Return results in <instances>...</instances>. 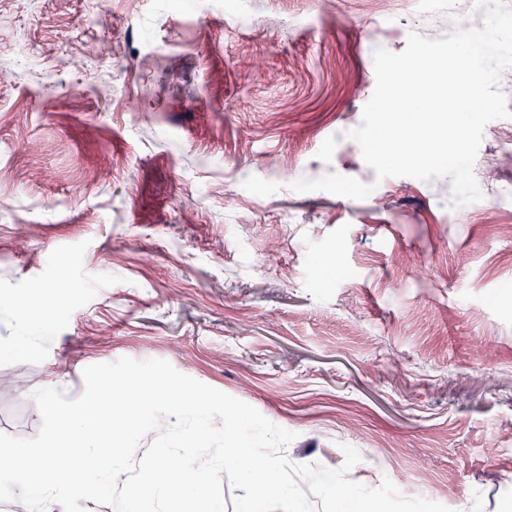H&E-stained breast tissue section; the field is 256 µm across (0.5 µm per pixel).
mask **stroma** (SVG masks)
Here are the masks:
<instances>
[{
  "instance_id": "stroma-1",
  "label": "stroma",
  "mask_w": 512,
  "mask_h": 512,
  "mask_svg": "<svg viewBox=\"0 0 512 512\" xmlns=\"http://www.w3.org/2000/svg\"><path fill=\"white\" fill-rule=\"evenodd\" d=\"M427 0H0V432L53 372L163 359L294 432L284 456L450 512H512V196L377 178L346 133ZM490 122L478 160L512 185ZM338 173L363 200L299 193ZM52 286L15 357L13 304Z\"/></svg>"
}]
</instances>
